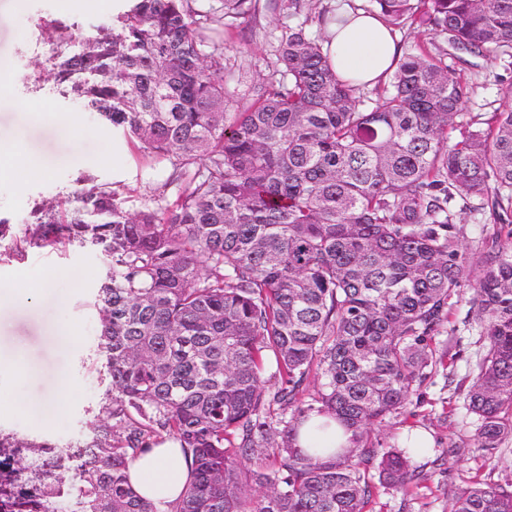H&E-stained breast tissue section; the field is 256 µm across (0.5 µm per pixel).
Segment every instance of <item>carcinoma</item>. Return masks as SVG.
<instances>
[{"label": "carcinoma", "mask_w": 512, "mask_h": 512, "mask_svg": "<svg viewBox=\"0 0 512 512\" xmlns=\"http://www.w3.org/2000/svg\"><path fill=\"white\" fill-rule=\"evenodd\" d=\"M125 0L93 33L40 22L62 97L77 96L171 173L153 202L83 175L71 207L34 205L16 245L90 243L111 258L98 292L108 385L66 483L48 440L0 432V512H156L127 470L172 439L193 481L170 512H366L374 479H415L406 448L368 432L445 364L436 338L472 283L488 345L467 392L477 448L512 437V108L463 111L470 90L444 58L407 54L368 110L288 18L280 78L244 112L227 108L212 33L252 0ZM390 30L430 28L470 55L512 57V0H369ZM491 200L506 238L468 252L457 205ZM478 278H473L474 270ZM274 358L278 386L264 374ZM323 377L303 400L306 382ZM329 415L352 432L326 459L298 443ZM266 489L257 497L247 493ZM451 512H512V482L475 483Z\"/></svg>", "instance_id": "cac0c4a2"}]
</instances>
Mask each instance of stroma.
I'll return each instance as SVG.
<instances>
[{
  "instance_id": "obj_1",
  "label": "stroma",
  "mask_w": 512,
  "mask_h": 512,
  "mask_svg": "<svg viewBox=\"0 0 512 512\" xmlns=\"http://www.w3.org/2000/svg\"><path fill=\"white\" fill-rule=\"evenodd\" d=\"M116 6L117 0H26L16 10L11 0H0V142L21 149L13 169L0 175V216L16 232H23L35 201H63L80 191V172L123 186L135 208L170 173L168 163L155 162L122 133L104 127L80 102L52 90L39 22L78 20L90 29L106 22ZM283 23L269 0H256L249 16L225 18L220 37L231 110L250 108L253 86L272 78ZM396 36L402 52L445 54L471 88L465 111L493 112L506 106L503 92L512 86V57L447 53L446 43L430 29L406 27ZM36 75L41 78L37 89L32 86ZM30 153L41 158L44 171L27 165ZM111 267L101 249L89 244L31 248L20 259L11 241L0 242V295L9 293L18 269L53 276L51 292L27 308L0 309V357L13 362L0 370V431L47 439L62 450L88 439L107 387L98 348L97 294ZM474 296L472 286L461 289L438 338L456 356L452 369L437 370L415 385L406 409L370 436L385 448L405 446L413 429L428 432L433 440L431 447L411 451L417 483L404 491L376 487L372 512H450L461 489L512 479V439L490 453L476 448L479 421L469 411L466 395L486 342ZM64 329L75 331V340H64ZM58 383L68 388L67 402L46 424L40 406Z\"/></svg>"
}]
</instances>
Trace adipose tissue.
Wrapping results in <instances>:
<instances>
[{"label":"adipose tissue","instance_id":"adipose-tissue-1","mask_svg":"<svg viewBox=\"0 0 512 512\" xmlns=\"http://www.w3.org/2000/svg\"><path fill=\"white\" fill-rule=\"evenodd\" d=\"M344 24L334 27L327 46L329 61L337 75L356 85H374L394 71L400 59L396 42L377 17L361 11L343 10ZM341 427L327 416H315L298 431L304 448H332L347 442ZM131 487L151 501L158 512H169L191 483V458L172 442L141 452L128 468Z\"/></svg>","mask_w":512,"mask_h":512}]
</instances>
